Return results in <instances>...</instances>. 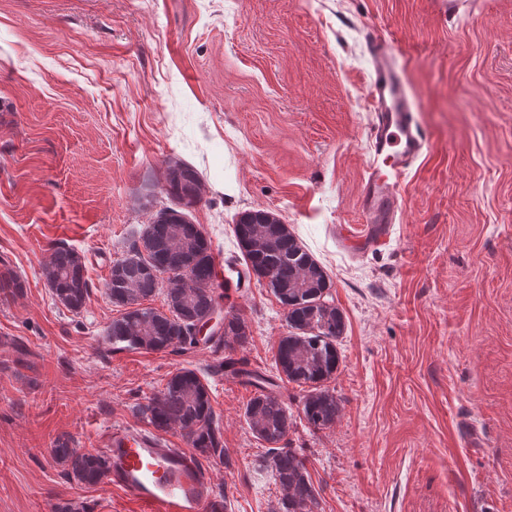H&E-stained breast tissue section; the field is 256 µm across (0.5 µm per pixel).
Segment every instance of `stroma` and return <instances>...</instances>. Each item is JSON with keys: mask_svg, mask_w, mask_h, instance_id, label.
Segmentation results:
<instances>
[{"mask_svg": "<svg viewBox=\"0 0 512 512\" xmlns=\"http://www.w3.org/2000/svg\"><path fill=\"white\" fill-rule=\"evenodd\" d=\"M395 47L428 153L405 178L387 243L362 230L372 61ZM171 160L204 190L187 218L217 269L242 263L233 226L270 211L324 268L346 334L326 383L340 413L308 427L307 387L278 379L287 312L266 284L228 287L245 347L113 350L121 307L105 282L152 214L177 207ZM74 250L89 298L63 307L44 276ZM0 512H141L103 482L68 477L58 442L103 451L115 425L181 368L211 391L223 512H273L282 490L244 417L256 389L226 358L276 381L285 447L307 460L321 512H512V0H0Z\"/></svg>", "mask_w": 512, "mask_h": 512, "instance_id": "obj_1", "label": "stroma"}]
</instances>
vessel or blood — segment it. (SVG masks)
<instances>
[{"label":"vessel or blood","mask_w":512,"mask_h":512,"mask_svg":"<svg viewBox=\"0 0 512 512\" xmlns=\"http://www.w3.org/2000/svg\"><path fill=\"white\" fill-rule=\"evenodd\" d=\"M373 75L369 85L372 124L367 174L360 208L367 230L357 247L381 245L401 214V183L425 153L427 139L417 128L405 82L393 63L394 46L371 32ZM110 457L108 481L142 506V512H218L210 469L186 448L168 447L149 429L115 426L105 436Z\"/></svg>","instance_id":"obj_1"}]
</instances>
